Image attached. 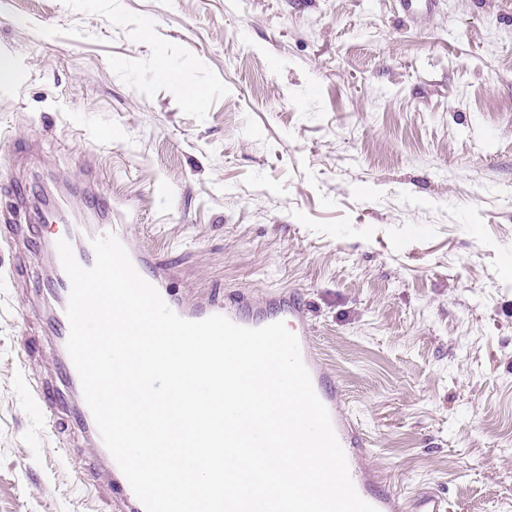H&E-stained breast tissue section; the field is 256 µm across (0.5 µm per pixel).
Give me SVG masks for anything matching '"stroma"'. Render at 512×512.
Returning <instances> with one entry per match:
<instances>
[{
  "label": "stroma",
  "instance_id": "obj_1",
  "mask_svg": "<svg viewBox=\"0 0 512 512\" xmlns=\"http://www.w3.org/2000/svg\"><path fill=\"white\" fill-rule=\"evenodd\" d=\"M1 53L0 206L58 186L88 223L92 167L173 289L304 295L391 487L512 512V0H0ZM46 331L0 276V512H100L31 402Z\"/></svg>",
  "mask_w": 512,
  "mask_h": 512
}]
</instances>
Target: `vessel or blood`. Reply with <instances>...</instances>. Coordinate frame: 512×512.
I'll return each mask as SVG.
<instances>
[{
    "mask_svg": "<svg viewBox=\"0 0 512 512\" xmlns=\"http://www.w3.org/2000/svg\"><path fill=\"white\" fill-rule=\"evenodd\" d=\"M30 209L28 195L21 191L14 193L10 207L0 210L1 241L12 243L24 233L25 226L19 223L18 217ZM108 233L117 237L138 273L157 289L166 304L180 317L200 321L212 315H222L246 328H260L278 321L288 326L299 340L301 357L314 391L329 411L334 431L346 455L353 485L360 497L374 506L377 512H448L446 501L434 492H422L408 501L398 492L386 489L383 477L371 475L367 465L370 439L364 429L345 413L341 388L333 372L320 358L319 349L311 337L308 310L297 293L286 294L278 290L261 295L239 290L226 296L217 292L204 295L178 293L171 288L173 268L150 250L138 246L128 225L109 221L101 224H64L56 237L40 245L50 269L43 287L55 303L49 327L57 348L56 382L52 385L37 383L33 404L47 421H55L62 415L71 417L77 429L89 438L97 464L88 468L87 482L93 489L102 485L107 487L108 512H145V508L101 439L85 401L79 374L67 351L70 326L66 308L71 282L57 250L58 240H67L76 261L88 268L95 261L92 239Z\"/></svg>",
    "mask_w": 512,
    "mask_h": 512,
    "instance_id": "vessel-or-blood-1",
    "label": "vessel or blood"
}]
</instances>
